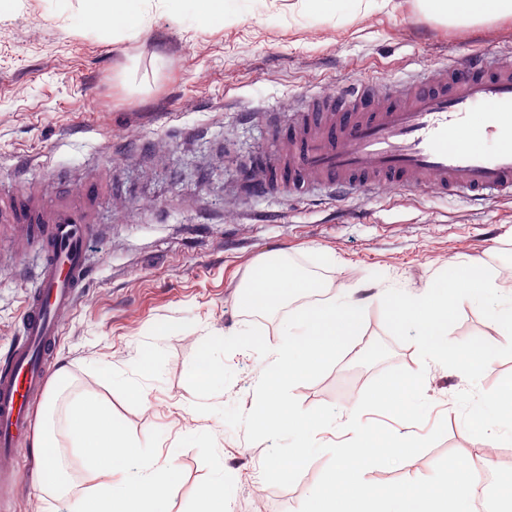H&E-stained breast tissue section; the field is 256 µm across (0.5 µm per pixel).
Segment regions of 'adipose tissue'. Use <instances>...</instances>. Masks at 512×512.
Wrapping results in <instances>:
<instances>
[{
  "label": "adipose tissue",
  "instance_id": "obj_1",
  "mask_svg": "<svg viewBox=\"0 0 512 512\" xmlns=\"http://www.w3.org/2000/svg\"><path fill=\"white\" fill-rule=\"evenodd\" d=\"M83 24L90 31L122 36L137 34L144 26L151 0H78ZM430 16L459 27L483 24L512 16V0H418ZM319 285L294 269L284 258L259 263L242 296V305L254 313L272 310L283 301H295L317 291Z\"/></svg>",
  "mask_w": 512,
  "mask_h": 512
}]
</instances>
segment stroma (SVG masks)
<instances>
[{
    "label": "stroma",
    "mask_w": 512,
    "mask_h": 512,
    "mask_svg": "<svg viewBox=\"0 0 512 512\" xmlns=\"http://www.w3.org/2000/svg\"><path fill=\"white\" fill-rule=\"evenodd\" d=\"M291 2L231 0L220 26L197 24L184 4L173 14L156 6L140 33L123 39L86 31L77 8L61 0H18L0 19V195L45 187L60 174L70 191L99 184L92 277L51 346L70 376L57 408L89 394L111 405L138 441L162 431L157 455L183 474L171 512H196L199 489L219 475L231 512H297L328 463L319 455L293 486L267 484L268 442H248L243 430L192 408L187 374L203 338L254 324L268 345L281 342L289 306L252 316L241 302L268 256L286 257L333 293L371 301L363 340L379 352L352 350L318 380L298 384L303 408L342 412L387 368L426 371L432 406L423 424L363 419L419 436L442 419L444 436L408 464L369 468L368 482L426 478L445 455L471 452L456 394L491 390L512 373V358H498L472 385L458 371L421 364L414 344L389 334L376 297L382 288L423 287L454 261L496 270L512 263V197L478 203L385 186L348 200L296 198L243 184L261 156L284 149L263 113H289L301 99L368 79L407 82L475 53H512V18L455 28L415 0L329 17ZM37 286L28 238L0 223V358L12 351ZM163 321L195 330L161 335L155 325ZM149 355L156 367L145 379ZM226 363L234 379L219 405L250 410L265 358L239 350ZM129 384L141 387L142 402L126 393ZM8 474L0 512H68L67 500L41 490L30 451L11 456Z\"/></svg>",
    "instance_id": "stroma-1"
}]
</instances>
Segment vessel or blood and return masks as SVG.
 <instances>
[{
  "mask_svg": "<svg viewBox=\"0 0 512 512\" xmlns=\"http://www.w3.org/2000/svg\"><path fill=\"white\" fill-rule=\"evenodd\" d=\"M285 154L259 160L251 189L305 195L323 187L355 197L386 185L491 202L512 196V139L495 147L466 142L476 122L512 129V55H478L401 85L366 81L297 107L292 120L271 114ZM96 183L43 208L17 191L0 200V222L32 231L42 255L40 284L23 315V336L0 366V455L18 453L29 407L52 369L47 351L60 317L90 275L85 243Z\"/></svg>",
  "mask_w": 512,
  "mask_h": 512,
  "instance_id": "1",
  "label": "vessel or blood"
}]
</instances>
